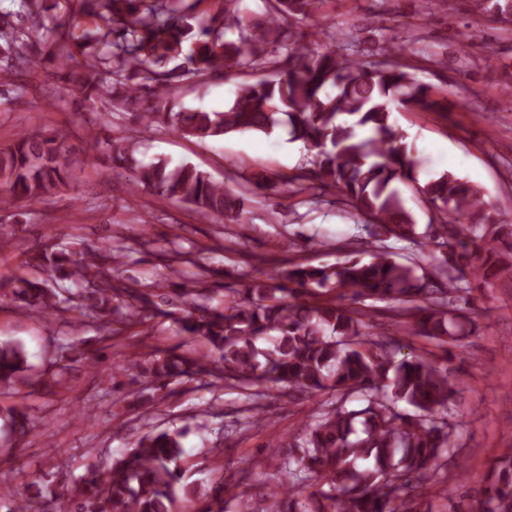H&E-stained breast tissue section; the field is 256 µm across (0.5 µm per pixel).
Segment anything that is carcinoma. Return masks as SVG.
Here are the masks:
<instances>
[{"instance_id":"1","label":"carcinoma","mask_w":512,"mask_h":512,"mask_svg":"<svg viewBox=\"0 0 512 512\" xmlns=\"http://www.w3.org/2000/svg\"><path fill=\"white\" fill-rule=\"evenodd\" d=\"M266 11L252 17L241 0H224V15L195 12L199 0H67L42 6L20 0L29 21L19 33L0 14L3 71L29 62L27 48L54 44L63 92L85 102H103L134 110L143 132L164 126L199 140L238 132L271 134L285 126L313 158L282 179L294 194L322 197L332 193L356 215L375 223L387 237L409 240L426 249L448 288H433L416 275V261H398L385 246L362 240L364 260L350 257L333 266L295 263L273 282L229 289L234 299L217 312L208 307L206 268L182 284L187 296L177 332L211 346L205 356L191 352L156 356L151 370L154 390L165 391L178 379L208 377L211 384L234 385L251 402L246 424L262 421L258 400L288 388L314 396L336 395L323 403L289 445L281 464L288 494L272 500L271 512H431L425 499L432 489L451 499L447 466L454 425L448 403L457 383L448 366L428 353L400 355L392 343L371 338L362 298L389 299L396 326L409 336H424L445 348L477 330L473 309L459 302L472 284L489 288L512 280V222L490 209L481 191L446 171L419 191L432 204L424 230L406 208L397 187L415 182L416 162L405 133L391 114L442 112L444 101L420 83L406 62L404 47L376 48L329 37L314 45L299 22L317 16L323 0H266ZM474 10L499 17L512 12V0H473ZM454 10V0H421L415 13L432 16ZM83 15L102 25L74 38L71 22ZM223 71L263 73L241 83L222 111L185 108L174 101L184 82H202ZM64 138L20 131L0 150V211L16 202L44 200L71 177ZM83 163L108 166L160 199L193 208L203 221L236 223L250 193H272L277 183L257 175L234 189L194 165L146 161L137 142L86 145ZM46 276H13L9 286L22 313L61 317L73 314L100 323L143 325L165 315L138 280H126L120 267L129 249L113 242L98 248L37 252ZM336 292L340 302L316 300L318 292ZM19 344L0 343V383L28 371ZM412 408L406 412L398 403ZM183 430L155 429L75 485L72 503L50 486L56 477L40 475L36 490L15 512H172L179 500L194 502L181 482ZM232 477L221 479L194 512H224L234 501L246 512L247 501ZM478 512H512V448L492 466Z\"/></svg>"}]
</instances>
